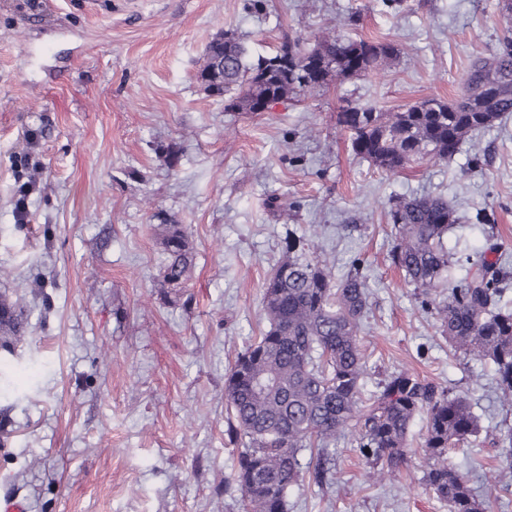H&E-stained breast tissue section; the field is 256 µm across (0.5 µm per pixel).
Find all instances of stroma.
<instances>
[{"label":"stroma","instance_id":"1","mask_svg":"<svg viewBox=\"0 0 512 512\" xmlns=\"http://www.w3.org/2000/svg\"><path fill=\"white\" fill-rule=\"evenodd\" d=\"M0 0V295L27 329L0 360V498L25 512H243L225 492L237 450L224 381L265 329L263 284L286 229L314 236L335 278L370 279L364 391L406 368L466 396L480 433L452 449L487 512H512V428L488 366L455 354L389 253L391 199L441 194L459 272L487 243L512 258V116L480 153L384 173L337 122L342 99L385 110L458 97L471 61L504 21L498 0ZM386 40L396 58L332 78L267 112H234L197 74L208 43L252 52L312 47L329 27ZM27 219L19 221L20 190ZM487 223H475L477 211ZM180 225L189 278L168 284L163 227ZM413 455L368 477L353 430L337 435L336 481L290 488L288 512H448Z\"/></svg>","mask_w":512,"mask_h":512}]
</instances>
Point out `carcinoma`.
<instances>
[{
  "mask_svg": "<svg viewBox=\"0 0 512 512\" xmlns=\"http://www.w3.org/2000/svg\"><path fill=\"white\" fill-rule=\"evenodd\" d=\"M397 53L390 42L346 38L333 30L311 49L290 43L252 60L242 41L219 35L206 50L198 79L209 94L228 98L230 108L251 112L260 101H287L322 88L333 73L366 77ZM511 114L512 34H505L471 62L456 99L430 98L397 112L347 99L337 120L357 156L382 171L398 172L413 163L454 158L466 141ZM388 216L395 228L392 263L429 296L422 304L433 310L453 350L490 364L497 389L512 402L506 263L482 259L455 277L448 231L459 216L443 196L399 198ZM287 239L286 259L263 285L267 328L237 357L224 381L227 435L240 447L233 480L245 512H287L289 488L306 476L318 486L334 482L328 445L350 426L374 476L399 469L419 414L426 418V488L448 512H484L467 474L448 461L449 448L480 431L467 398L400 370L363 405L367 277L356 271L336 279L305 238L289 231ZM164 247L165 277L180 283L192 266L181 226H167ZM23 330L22 306L1 298L0 346L9 347V338ZM258 382L271 387L258 390ZM314 448L316 462L302 463V452Z\"/></svg>",
  "mask_w": 512,
  "mask_h": 512,
  "instance_id": "1",
  "label": "carcinoma"
}]
</instances>
